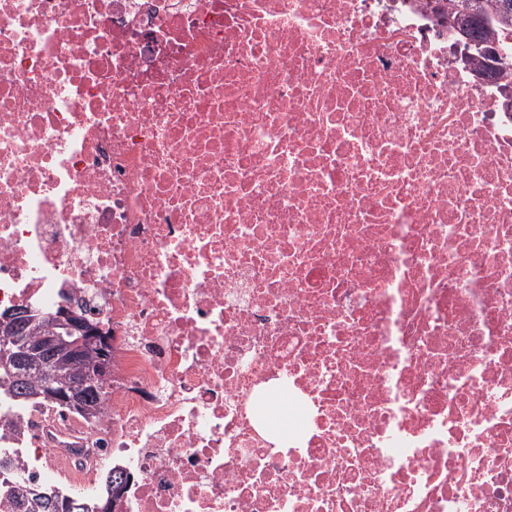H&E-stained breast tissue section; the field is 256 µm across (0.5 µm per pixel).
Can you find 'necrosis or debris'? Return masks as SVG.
I'll use <instances>...</instances> for the list:
<instances>
[{
  "label": "necrosis or debris",
  "instance_id": "obj_1",
  "mask_svg": "<svg viewBox=\"0 0 512 512\" xmlns=\"http://www.w3.org/2000/svg\"><path fill=\"white\" fill-rule=\"evenodd\" d=\"M418 0H0V311L87 304L96 419L0 392V499L512 512V74ZM38 484L34 483V482H25L24 486H19L16 491L18 497L25 504H28V503L31 505L40 504L42 507L50 509L52 503L49 504L48 501L46 502V500H47L46 496L39 491L42 486L43 489H45L49 493H54L57 497L70 496V497H77V498L81 499V503H83L85 506L81 509H78V511H76V512L104 511L103 510L104 505L106 504L108 497H109V493L107 492L105 485H104L103 492H104V497L106 499H105V503L102 506H100V504L98 502H96L93 499H89L88 497H84V496L79 497V496L71 495L72 493L68 494L66 491H63V489H61L59 487L42 485V484H40L41 486H39Z\"/></svg>",
  "mask_w": 512,
  "mask_h": 512
}]
</instances>
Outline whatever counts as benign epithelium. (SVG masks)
<instances>
[{"instance_id":"benign-epithelium-1","label":"benign epithelium","mask_w":512,"mask_h":512,"mask_svg":"<svg viewBox=\"0 0 512 512\" xmlns=\"http://www.w3.org/2000/svg\"><path fill=\"white\" fill-rule=\"evenodd\" d=\"M39 318L40 315L24 307L0 317V369L12 375L19 392L26 395L21 366L42 368L50 359L73 365L76 370L67 385L56 387L46 383L37 397L91 418L92 410L85 405L86 396L96 383L108 380L112 374L111 354L100 342L98 326L91 322L89 311H79L63 303L49 316L52 333L33 340L26 331ZM17 495L26 504L51 508L34 482L18 487Z\"/></svg>"}]
</instances>
